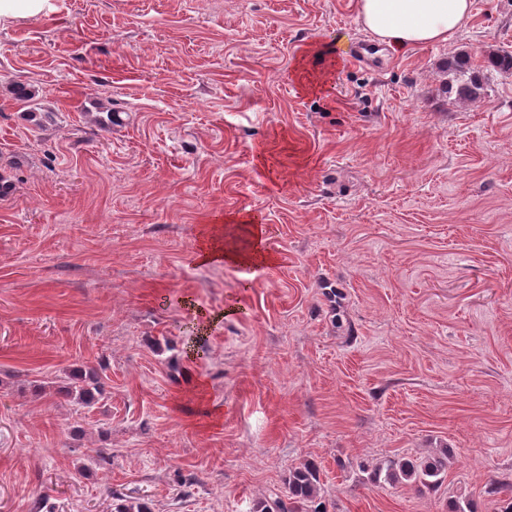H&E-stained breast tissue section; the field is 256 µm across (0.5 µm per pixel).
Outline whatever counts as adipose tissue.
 <instances>
[{
    "mask_svg": "<svg viewBox=\"0 0 512 512\" xmlns=\"http://www.w3.org/2000/svg\"><path fill=\"white\" fill-rule=\"evenodd\" d=\"M472 6L473 0H357L363 26L394 51L448 40L468 20ZM235 224L247 233V245L223 237L219 226L205 227L200 263H269L270 257L261 247L260 227L245 217L236 219Z\"/></svg>",
    "mask_w": 512,
    "mask_h": 512,
    "instance_id": "obj_1",
    "label": "adipose tissue"
}]
</instances>
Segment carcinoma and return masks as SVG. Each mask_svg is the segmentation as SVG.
Masks as SVG:
<instances>
[{"instance_id":"carcinoma-1","label":"carcinoma","mask_w":512,"mask_h":512,"mask_svg":"<svg viewBox=\"0 0 512 512\" xmlns=\"http://www.w3.org/2000/svg\"><path fill=\"white\" fill-rule=\"evenodd\" d=\"M448 94L460 102H477L487 95V71L512 70V53L493 50L483 55V64H476L468 53H460L446 62ZM60 391L77 403L91 407L104 394V383L98 369L77 368L68 374V382ZM448 471V451L440 455L416 459L394 458L374 469V482L389 485L405 483L417 487L435 488L442 484ZM320 471L318 466L306 461L288 475L287 491L264 504L260 512H329L326 501L319 495ZM493 496L505 497L504 512H512V482L494 480L486 490ZM112 512H152L149 503L141 498L124 500L112 497ZM448 512H476L474 500L467 493L456 496L448 505Z\"/></svg>"}]
</instances>
